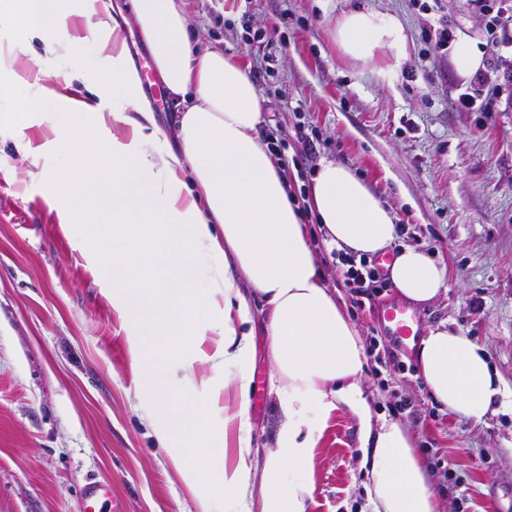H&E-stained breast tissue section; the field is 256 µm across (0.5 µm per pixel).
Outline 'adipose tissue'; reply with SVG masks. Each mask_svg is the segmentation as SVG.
<instances>
[{"mask_svg":"<svg viewBox=\"0 0 512 512\" xmlns=\"http://www.w3.org/2000/svg\"><path fill=\"white\" fill-rule=\"evenodd\" d=\"M72 18L85 19L96 34L111 110L38 78L19 110L0 114V127L44 124L45 101L80 113L78 123L38 148L73 159L50 177L59 222L81 226L92 245L90 264L112 269L104 286L129 334L148 420L162 446L175 449V464L198 477L221 467L233 512H306L311 483L304 473L318 443L311 418L343 406L359 425L371 512H442L410 431L392 420L372 423L360 332L326 283L281 160L258 135L264 98L254 77L222 52L199 50L182 0H129L115 10L98 0H22V38L0 45V73H15L29 54L42 69L68 61L69 80L78 79L83 42L60 33ZM132 23L179 108V148L168 144L121 37ZM332 40L341 57L367 64L386 51L400 56L406 36L397 18L361 8L342 14ZM308 206L337 249L373 255L398 236L395 215L340 162L319 163ZM203 253L217 264L201 267ZM390 280L404 299L425 305L446 290L448 269L406 247ZM210 332L220 338L211 368L223 372L239 420L236 460L226 467L212 454L226 431L198 433L191 425L208 414V404L172 396L165 380L171 357L194 354ZM150 341L155 350L146 368ZM260 352L279 416L262 449L252 444L247 417L250 364ZM417 358L430 394L462 418L482 421L501 393L484 350L462 332L431 329Z\"/></svg>","mask_w":512,"mask_h":512,"instance_id":"obj_1","label":"adipose tissue"}]
</instances>
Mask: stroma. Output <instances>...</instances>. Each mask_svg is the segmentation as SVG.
<instances>
[{
  "label": "stroma",
  "instance_id": "35a3bbf8",
  "mask_svg": "<svg viewBox=\"0 0 512 512\" xmlns=\"http://www.w3.org/2000/svg\"><path fill=\"white\" fill-rule=\"evenodd\" d=\"M398 18L406 44L365 65L342 59L332 41L337 19L354 8ZM192 29L209 49L242 67H263L264 129L281 128L282 155L296 164L294 193L324 159L360 175L404 228L399 248L422 249L448 267V289L413 307L421 330L441 324L465 333L500 373L501 397L480 422L448 412L426 390L414 348L403 371L384 348L363 384L374 415L405 402L398 420L414 437L445 512H512V21L496 37L491 15L472 0H185ZM453 36L432 51L440 27ZM64 34L84 39L81 78L63 85L68 63L50 70L62 94L81 97L101 64L95 35L79 19ZM483 52L491 111L456 104L472 78L457 61L465 43ZM45 128L0 132V512H80L86 479L111 485L127 512H197L196 493L214 488L212 512H226L217 475L190 485L140 407L127 332L104 291L108 269H92L79 235L63 230L49 183L56 154L21 155L19 138L40 143ZM314 154H305L302 136ZM310 237L329 286L363 339L383 337L378 315L395 288L352 306L318 224ZM248 419L257 443L270 441L277 407L270 366L251 363ZM358 424L332 413L315 450L307 512H364Z\"/></svg>",
  "mask_w": 512,
  "mask_h": 512
}]
</instances>
